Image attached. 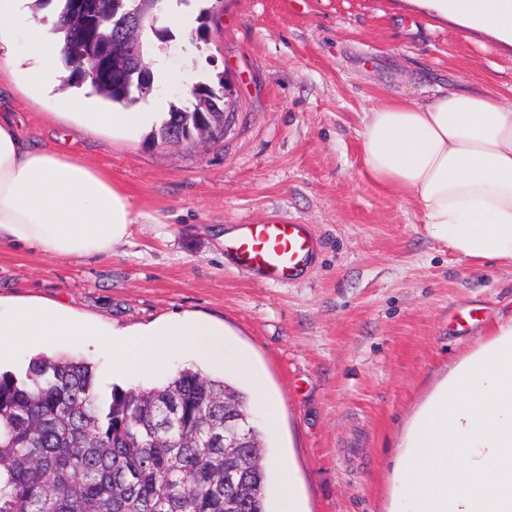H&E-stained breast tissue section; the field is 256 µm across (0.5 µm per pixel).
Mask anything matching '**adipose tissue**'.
<instances>
[{
  "label": "adipose tissue",
  "mask_w": 512,
  "mask_h": 512,
  "mask_svg": "<svg viewBox=\"0 0 512 512\" xmlns=\"http://www.w3.org/2000/svg\"><path fill=\"white\" fill-rule=\"evenodd\" d=\"M426 14L512 45V0H413ZM30 0H0V79L22 75L60 92L66 120L131 137L160 125L157 100L137 112L101 109L62 87L60 41L32 19ZM362 161L376 184L409 198L430 235L461 259L512 266V101L471 90L426 102L382 100L365 113ZM137 212L130 194L95 165L32 145L0 105V244L52 258L111 255ZM78 322L38 304L0 312V355L31 341L85 335ZM112 365L131 375L176 348L250 372L248 360L203 324H174L107 339ZM396 469L409 512H512V322L451 368L413 417Z\"/></svg>",
  "instance_id": "ef3b65f1"
}]
</instances>
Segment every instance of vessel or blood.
Listing matches in <instances>:
<instances>
[{
  "label": "vessel or blood",
  "instance_id": "b4317fda",
  "mask_svg": "<svg viewBox=\"0 0 512 512\" xmlns=\"http://www.w3.org/2000/svg\"><path fill=\"white\" fill-rule=\"evenodd\" d=\"M317 250L304 224H246L232 248L239 265L272 282L302 275Z\"/></svg>",
  "mask_w": 512,
  "mask_h": 512
}]
</instances>
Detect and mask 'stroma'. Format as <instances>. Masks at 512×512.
<instances>
[{
  "instance_id": "35a3bbf8",
  "label": "stroma",
  "mask_w": 512,
  "mask_h": 512,
  "mask_svg": "<svg viewBox=\"0 0 512 512\" xmlns=\"http://www.w3.org/2000/svg\"><path fill=\"white\" fill-rule=\"evenodd\" d=\"M208 39L176 34L148 55L153 98L179 101L198 75L230 78L233 116L217 139L178 148L149 132L108 137L66 124L54 95L0 86L36 144L90 160L131 194L137 222L106 257L56 259L0 245V309L37 301L86 321L55 357L91 363L111 385L100 333L203 320L250 359L277 402L255 410L269 456L289 463L302 512H389L398 445L453 363L512 321V267L460 259L410 199L362 163L366 111L397 93L459 88L512 99V46L420 15L406 0H205ZM178 74L170 81L168 73ZM305 224L319 249L273 283L240 267L222 235L240 224ZM472 313L468 327L456 316ZM185 353L126 378L150 387Z\"/></svg>"
}]
</instances>
